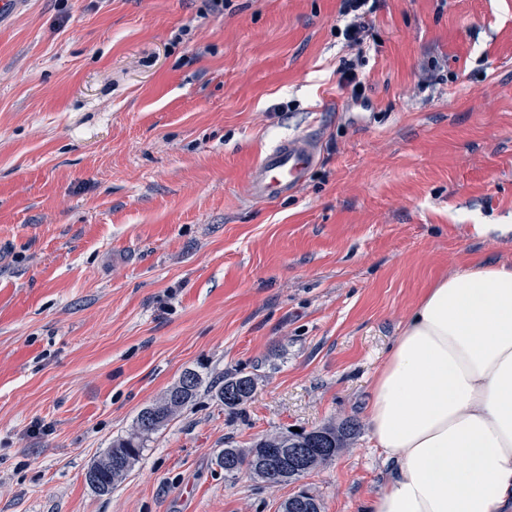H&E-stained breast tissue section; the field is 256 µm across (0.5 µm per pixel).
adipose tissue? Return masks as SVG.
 I'll list each match as a JSON object with an SVG mask.
<instances>
[{
  "mask_svg": "<svg viewBox=\"0 0 512 512\" xmlns=\"http://www.w3.org/2000/svg\"><path fill=\"white\" fill-rule=\"evenodd\" d=\"M366 414L393 466L365 512H512V262L427 288Z\"/></svg>",
  "mask_w": 512,
  "mask_h": 512,
  "instance_id": "ef3b65f1",
  "label": "adipose tissue"
}]
</instances>
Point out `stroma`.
I'll list each match as a JSON object with an SVG mask.
<instances>
[{"mask_svg":"<svg viewBox=\"0 0 512 512\" xmlns=\"http://www.w3.org/2000/svg\"><path fill=\"white\" fill-rule=\"evenodd\" d=\"M341 0H19L0 16V512H364L373 377L416 302L512 261V0H379L365 97ZM311 132L298 190L246 193ZM188 370L206 386L106 496L87 469ZM257 379L229 414L225 375ZM353 418L299 485L221 450ZM320 157V142L306 133L285 139L267 151L251 170L248 194L267 200L296 190L306 181Z\"/></svg>","mask_w":512,"mask_h":512,"instance_id":"35a3bbf8","label":"stroma"}]
</instances>
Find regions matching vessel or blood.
<instances>
[{
	"label": "vessel or blood",
	"mask_w": 512,
	"mask_h": 512,
	"mask_svg": "<svg viewBox=\"0 0 512 512\" xmlns=\"http://www.w3.org/2000/svg\"><path fill=\"white\" fill-rule=\"evenodd\" d=\"M319 157L320 142L314 134L306 133L279 142L251 170L249 196L267 200L296 190L306 181Z\"/></svg>",
	"instance_id": "b4317fda"
}]
</instances>
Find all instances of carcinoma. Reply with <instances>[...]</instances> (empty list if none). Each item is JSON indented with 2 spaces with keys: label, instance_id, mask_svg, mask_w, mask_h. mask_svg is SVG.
<instances>
[{
  "label": "carcinoma",
  "instance_id": "carcinoma-1",
  "mask_svg": "<svg viewBox=\"0 0 512 512\" xmlns=\"http://www.w3.org/2000/svg\"><path fill=\"white\" fill-rule=\"evenodd\" d=\"M204 383L202 375L185 371L154 405L143 409L130 432L112 441L104 456L86 472L87 483L100 495L112 493L141 457L146 442L166 426L177 413L192 403ZM256 378L234 373L224 376V383L216 392L224 410L234 413L252 400ZM361 426L353 418L339 423L331 422L310 430L286 431L259 437L246 448H226L219 458V466L229 476L247 474L267 485L276 486L298 481L300 475L292 465V454L301 448L314 458L325 455L336 457L349 447L360 433ZM283 512H321V504L308 493L291 496L282 504Z\"/></svg>",
  "mask_w": 512,
  "mask_h": 512
}]
</instances>
